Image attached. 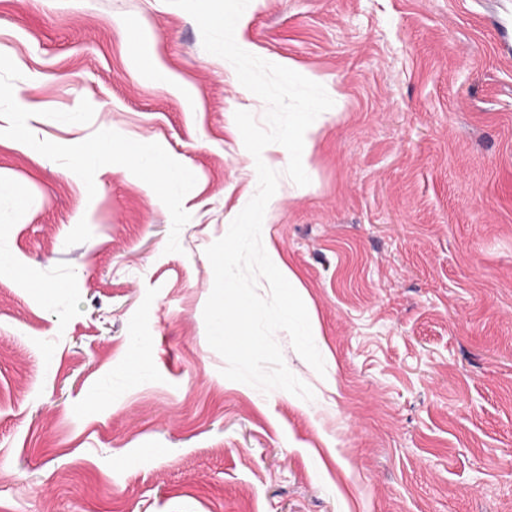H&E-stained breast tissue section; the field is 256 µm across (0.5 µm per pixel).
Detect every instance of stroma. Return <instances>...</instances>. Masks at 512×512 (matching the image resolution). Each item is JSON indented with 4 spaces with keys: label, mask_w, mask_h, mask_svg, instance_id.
Returning <instances> with one entry per match:
<instances>
[{
    "label": "stroma",
    "mask_w": 512,
    "mask_h": 512,
    "mask_svg": "<svg viewBox=\"0 0 512 512\" xmlns=\"http://www.w3.org/2000/svg\"><path fill=\"white\" fill-rule=\"evenodd\" d=\"M245 13L334 98L262 229L320 324L321 374L275 335L314 398L206 339L205 250L258 184L234 113L266 104L167 0H0V91L38 107L0 112V512H512V0ZM127 151L134 165L148 175L166 168V158L159 153L147 152L134 146H128Z\"/></svg>",
    "instance_id": "stroma-1"
}]
</instances>
